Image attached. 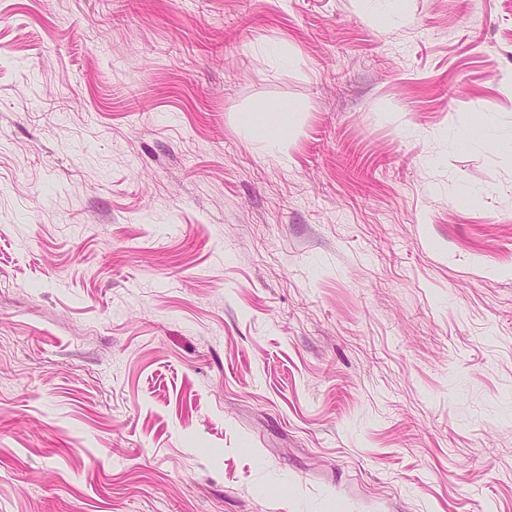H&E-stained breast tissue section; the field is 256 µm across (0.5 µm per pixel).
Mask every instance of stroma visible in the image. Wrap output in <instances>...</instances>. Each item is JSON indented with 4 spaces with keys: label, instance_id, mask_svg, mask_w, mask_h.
<instances>
[{
    "label": "stroma",
    "instance_id": "1",
    "mask_svg": "<svg viewBox=\"0 0 512 512\" xmlns=\"http://www.w3.org/2000/svg\"><path fill=\"white\" fill-rule=\"evenodd\" d=\"M406 8L0 0V512H512V0ZM368 4L375 5L372 19L378 23L389 25L399 23L406 19L403 0H366ZM296 106L288 101L264 104L243 116L242 124L250 134L258 136L271 149H279L284 143L288 130V118Z\"/></svg>",
    "mask_w": 512,
    "mask_h": 512
}]
</instances>
